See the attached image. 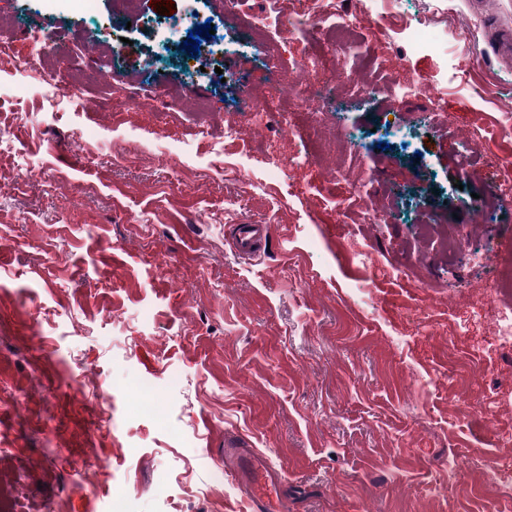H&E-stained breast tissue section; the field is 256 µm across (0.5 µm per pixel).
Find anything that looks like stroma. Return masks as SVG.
I'll return each instance as SVG.
<instances>
[{
    "label": "stroma",
    "instance_id": "35a3bbf8",
    "mask_svg": "<svg viewBox=\"0 0 512 512\" xmlns=\"http://www.w3.org/2000/svg\"><path fill=\"white\" fill-rule=\"evenodd\" d=\"M393 11L367 25L352 69L391 65L422 92L347 88L320 118L355 144L344 162L362 202L342 199L332 158L289 168L318 118L281 136L289 100L240 34L185 66L159 50L166 27L220 18L224 0L120 14L113 0H0V494L14 512H107L118 487L160 512L163 472L173 512H250L219 465L228 432L282 468L288 512H505L488 464L512 470V346L484 286L512 261V167L475 177L460 156L482 166L474 120L512 113V59L470 0ZM421 17L468 39L416 51ZM47 31L71 39L52 48ZM105 53L114 79H88ZM59 68L83 79L75 102L41 92ZM245 86L272 125L236 111ZM172 87L191 99L162 104ZM389 126L410 128L407 146ZM391 191L394 211L369 221ZM490 195L507 207L473 223ZM242 221L271 227L248 259L227 242ZM451 227L452 264L434 242ZM144 384L161 421L136 415ZM103 448L108 468L80 467Z\"/></svg>",
    "mask_w": 512,
    "mask_h": 512
}]
</instances>
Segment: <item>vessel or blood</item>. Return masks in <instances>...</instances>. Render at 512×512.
I'll return each instance as SVG.
<instances>
[{"instance_id": "b4317fda", "label": "vessel or blood", "mask_w": 512, "mask_h": 512, "mask_svg": "<svg viewBox=\"0 0 512 512\" xmlns=\"http://www.w3.org/2000/svg\"><path fill=\"white\" fill-rule=\"evenodd\" d=\"M270 227L266 224H239L234 228L231 246L243 256L254 255L266 241ZM224 462L247 475L244 494L252 512H288V499L281 482L267 461L263 460L246 440L234 435L224 436Z\"/></svg>"}]
</instances>
